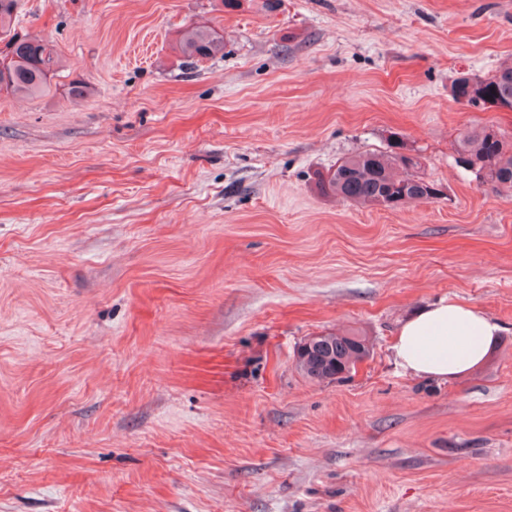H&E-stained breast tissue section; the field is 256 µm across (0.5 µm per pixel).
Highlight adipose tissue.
Segmentation results:
<instances>
[{"mask_svg": "<svg viewBox=\"0 0 512 512\" xmlns=\"http://www.w3.org/2000/svg\"><path fill=\"white\" fill-rule=\"evenodd\" d=\"M500 331L484 311L442 299L407 317L391 350L405 373L447 380L482 365Z\"/></svg>", "mask_w": 512, "mask_h": 512, "instance_id": "1", "label": "adipose tissue"}]
</instances>
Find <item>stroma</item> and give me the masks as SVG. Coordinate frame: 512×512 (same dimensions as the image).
I'll list each match as a JSON object with an SVG mask.
<instances>
[{
	"instance_id": "35a3bbf8",
	"label": "stroma",
	"mask_w": 512,
	"mask_h": 512,
	"mask_svg": "<svg viewBox=\"0 0 512 512\" xmlns=\"http://www.w3.org/2000/svg\"><path fill=\"white\" fill-rule=\"evenodd\" d=\"M192 23L222 57L184 64ZM15 28L60 69L0 90V512H512V198L453 161L512 111L449 92L512 61V0H20ZM394 132L439 198L319 193ZM442 299L503 328L444 383L390 352ZM327 332L370 354L317 381Z\"/></svg>"
}]
</instances>
